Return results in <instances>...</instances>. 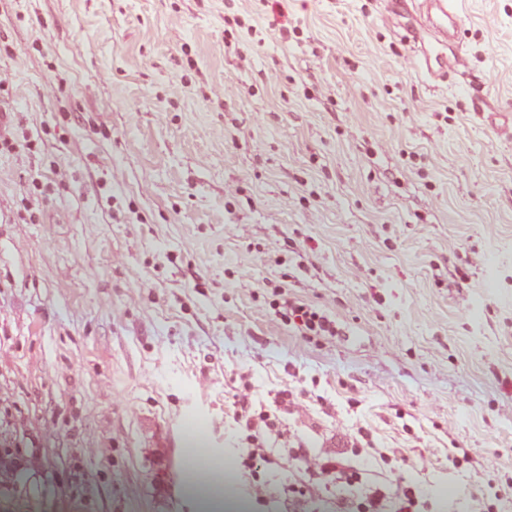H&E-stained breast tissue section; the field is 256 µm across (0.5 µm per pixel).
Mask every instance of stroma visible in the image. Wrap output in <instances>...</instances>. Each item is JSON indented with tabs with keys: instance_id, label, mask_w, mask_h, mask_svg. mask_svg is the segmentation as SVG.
<instances>
[{
	"instance_id": "1",
	"label": "stroma",
	"mask_w": 512,
	"mask_h": 512,
	"mask_svg": "<svg viewBox=\"0 0 512 512\" xmlns=\"http://www.w3.org/2000/svg\"><path fill=\"white\" fill-rule=\"evenodd\" d=\"M461 9L436 80L386 0H0V512H199L195 432L243 512H512V0ZM244 379L298 403L249 470ZM356 433L345 503L277 466ZM283 317L296 324L307 336H336V322L320 309L290 299L284 295L281 299ZM417 508L418 499L411 488L391 499L376 488L363 497L358 505L359 512H418Z\"/></svg>"
}]
</instances>
